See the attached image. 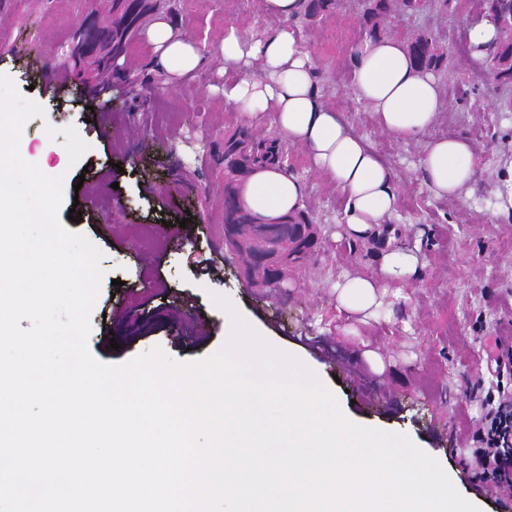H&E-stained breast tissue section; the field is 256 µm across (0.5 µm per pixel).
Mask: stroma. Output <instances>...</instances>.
<instances>
[{"label": "stroma", "instance_id": "35a3bbf8", "mask_svg": "<svg viewBox=\"0 0 512 512\" xmlns=\"http://www.w3.org/2000/svg\"><path fill=\"white\" fill-rule=\"evenodd\" d=\"M171 20L207 45L206 62L177 85L156 88L115 81L77 89L62 48L79 22L72 0H7L0 9V75L44 114L23 137L31 161L62 167L65 228L102 253L100 293L90 313L88 348L100 362L122 365L152 347L186 363L224 345V309L236 312L272 347L308 362L352 421L408 436L436 458L456 491L480 512H512V497L480 495L469 465L484 424L487 392L512 390V375L488 369L497 345L512 338V206L502 205L503 174L512 166V110L506 90L472 62L462 31L470 13L430 9L404 20L405 31L436 38L448 64L439 69L445 108L428 138L464 136L476 150L477 177L467 197L439 198L419 168L423 143L383 130L352 91L349 49L365 37L354 0H336L314 22L265 14L261 0H173ZM291 25L321 64V100L339 113L393 169L400 244L426 258L417 278L393 300L389 316L351 330L332 285L348 270L376 273L378 242L346 247L336 233L342 197L289 148L302 180L303 212L322 243L305 269L282 288L247 286L224 248V136L256 125L225 108L217 54L226 27L273 32ZM105 103L107 128L89 119ZM81 201L82 217L69 211ZM186 226H179V219ZM378 351L383 371L360 352Z\"/></svg>", "mask_w": 512, "mask_h": 512}]
</instances>
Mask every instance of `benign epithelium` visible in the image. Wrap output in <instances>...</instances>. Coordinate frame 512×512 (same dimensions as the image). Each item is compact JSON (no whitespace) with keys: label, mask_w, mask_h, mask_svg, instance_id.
Masks as SVG:
<instances>
[{"label":"benign epithelium","mask_w":512,"mask_h":512,"mask_svg":"<svg viewBox=\"0 0 512 512\" xmlns=\"http://www.w3.org/2000/svg\"><path fill=\"white\" fill-rule=\"evenodd\" d=\"M106 5L105 0H98L83 9L72 41L63 49L71 75L81 82H96L104 68H122L120 57L99 45L103 25L113 17ZM480 10L502 17L499 39L506 54L490 64L489 70L496 71L505 63L512 64V0H482ZM224 246L237 255L242 275L253 288H281L307 264L308 255L298 247L291 225L226 224Z\"/></svg>","instance_id":"7a95c632"}]
</instances>
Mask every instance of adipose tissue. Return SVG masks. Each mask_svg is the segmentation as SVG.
I'll list each match as a JSON object with an SVG mask.
<instances>
[{"mask_svg":"<svg viewBox=\"0 0 512 512\" xmlns=\"http://www.w3.org/2000/svg\"><path fill=\"white\" fill-rule=\"evenodd\" d=\"M170 81L195 71L205 46L181 33L165 15L143 31ZM219 53L224 62V105L253 122L271 121L277 136L302 149L319 175L342 195L343 232L353 240H377L378 271L344 275L335 285L336 306L358 322L377 321L388 290L412 282L423 257L394 245L382 226L398 210L393 171L374 148L319 99L318 65L292 27L268 34L249 27L226 28ZM354 94L394 138L425 139L420 167L430 191L462 197L475 179L474 146L465 138L426 140L444 108L431 71L418 68L399 37L370 38L350 49ZM242 204L266 220L302 211L304 185L278 165L255 168L239 184Z\"/></svg>","mask_w":512,"mask_h":512,"instance_id":"ef3b65f1","label":"adipose tissue"}]
</instances>
